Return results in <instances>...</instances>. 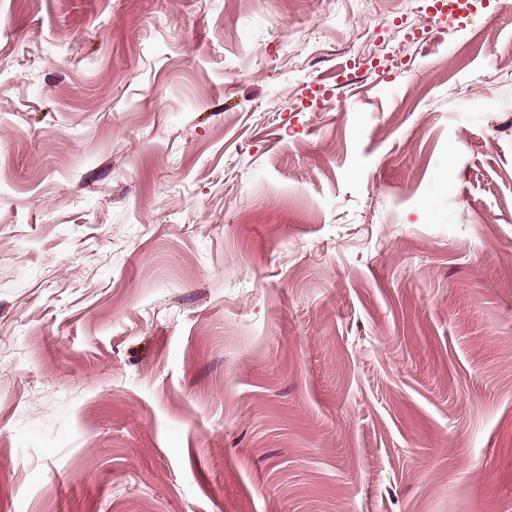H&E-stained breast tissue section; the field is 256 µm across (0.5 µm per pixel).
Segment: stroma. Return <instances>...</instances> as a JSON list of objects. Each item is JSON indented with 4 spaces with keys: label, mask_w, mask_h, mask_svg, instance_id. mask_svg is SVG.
Returning <instances> with one entry per match:
<instances>
[{
    "label": "stroma",
    "mask_w": 512,
    "mask_h": 512,
    "mask_svg": "<svg viewBox=\"0 0 512 512\" xmlns=\"http://www.w3.org/2000/svg\"><path fill=\"white\" fill-rule=\"evenodd\" d=\"M0 0V512H512V6Z\"/></svg>",
    "instance_id": "obj_1"
}]
</instances>
